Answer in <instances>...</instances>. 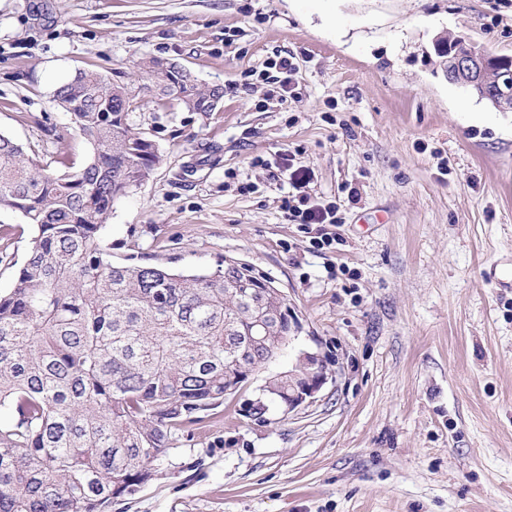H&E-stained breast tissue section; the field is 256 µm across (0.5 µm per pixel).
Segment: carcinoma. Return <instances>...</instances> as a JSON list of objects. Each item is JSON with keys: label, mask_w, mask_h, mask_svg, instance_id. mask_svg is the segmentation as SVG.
I'll use <instances>...</instances> for the list:
<instances>
[{"label": "carcinoma", "mask_w": 512, "mask_h": 512, "mask_svg": "<svg viewBox=\"0 0 512 512\" xmlns=\"http://www.w3.org/2000/svg\"><path fill=\"white\" fill-rule=\"evenodd\" d=\"M142 69L160 101L213 112L222 98L177 62ZM54 101L91 146L80 167L59 171L0 133V209L35 231L0 293V512H112L224 402L238 366L273 357L288 314L273 279L246 263L176 273L113 262L102 240L112 204L163 156L130 123L131 84L83 70ZM267 394L288 398V377Z\"/></svg>", "instance_id": "carcinoma-1"}]
</instances>
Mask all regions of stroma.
Wrapping results in <instances>:
<instances>
[{"instance_id":"35a3bbf8","label":"stroma","mask_w":512,"mask_h":512,"mask_svg":"<svg viewBox=\"0 0 512 512\" xmlns=\"http://www.w3.org/2000/svg\"><path fill=\"white\" fill-rule=\"evenodd\" d=\"M512 55V0H0V132L44 158L91 152L53 100L77 71L145 57L221 87L212 112L141 90L162 164L116 200L113 261L274 279L300 341L333 361L317 399L249 409L280 350L112 512H512V112L449 83L435 39ZM294 54L299 95L254 80ZM291 156L340 206L331 248L281 210ZM0 211V291L32 246Z\"/></svg>"}]
</instances>
